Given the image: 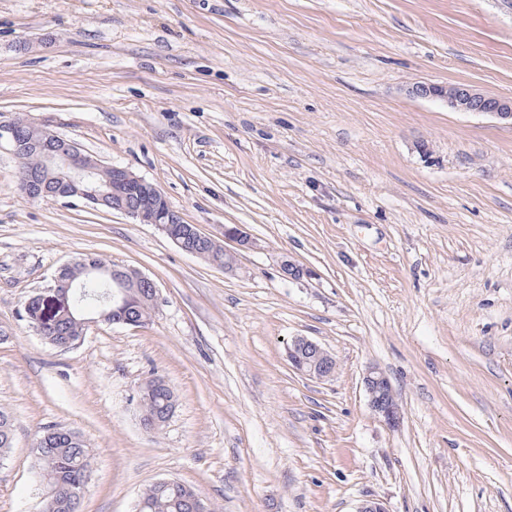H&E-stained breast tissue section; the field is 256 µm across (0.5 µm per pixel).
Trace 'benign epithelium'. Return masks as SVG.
I'll return each instance as SVG.
<instances>
[{
	"instance_id": "obj_1",
	"label": "benign epithelium",
	"mask_w": 512,
	"mask_h": 512,
	"mask_svg": "<svg viewBox=\"0 0 512 512\" xmlns=\"http://www.w3.org/2000/svg\"><path fill=\"white\" fill-rule=\"evenodd\" d=\"M411 93L417 97L443 100L459 112L490 114L512 121L511 97L488 95L471 85L424 83L413 86ZM26 126L27 131L22 132L20 125L0 119L1 151L6 150L18 159L28 152H39L44 157V170L37 175H27L21 187L25 197L36 200L50 195L58 200L79 199L124 213L141 224H164L176 245L190 255H198L196 250L187 246V235L177 228L181 217L155 184L124 167L112 165V177L105 188L94 187L93 175L104 167L100 160L44 124L28 121ZM224 239L233 241L240 250H250L254 246L250 235L238 225L224 226ZM114 282L119 287V296L105 298L97 310L100 321L109 315L106 307L110 304H125L129 299V288L138 289L142 297L158 300L154 280L136 269H128L123 276L114 278ZM74 288L72 282H64L60 276H55L52 295L40 296L37 310L28 311L29 319L33 320L30 328L36 334H41L59 313L85 314L74 303ZM288 360L295 370L319 380L329 379L335 372L336 363L332 355L304 337L294 339L288 347ZM363 384L372 413L389 426L397 425L401 418L400 408L393 398L389 379L382 372L370 369L363 377Z\"/></svg>"
}]
</instances>
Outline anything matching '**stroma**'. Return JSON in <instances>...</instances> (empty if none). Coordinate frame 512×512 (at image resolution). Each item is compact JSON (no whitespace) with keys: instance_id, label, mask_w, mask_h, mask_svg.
Masks as SVG:
<instances>
[{"instance_id":"stroma-1","label":"stroma","mask_w":512,"mask_h":512,"mask_svg":"<svg viewBox=\"0 0 512 512\" xmlns=\"http://www.w3.org/2000/svg\"><path fill=\"white\" fill-rule=\"evenodd\" d=\"M421 83L512 97V0H0V116L257 244L224 271L123 213L27 199L0 151V512H41L47 427L88 445L79 512H135L160 479L210 512H512V122ZM81 255L159 303L61 350L21 314ZM297 336L334 377L291 368ZM372 367L398 428L369 409ZM154 374L177 396L159 431L137 405ZM117 288H136L142 298L150 297L152 301L158 300V288L153 279L136 269H128L124 276H114Z\"/></svg>"}]
</instances>
